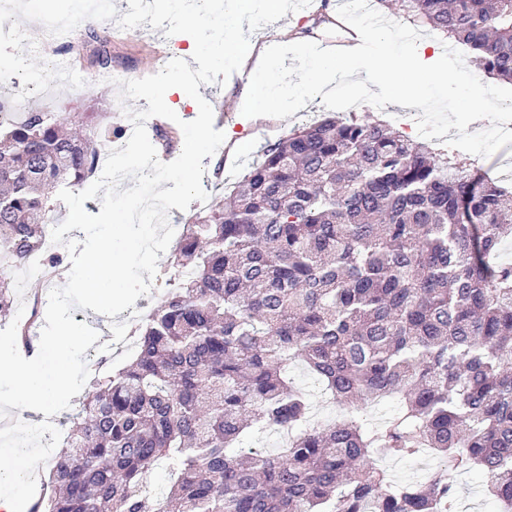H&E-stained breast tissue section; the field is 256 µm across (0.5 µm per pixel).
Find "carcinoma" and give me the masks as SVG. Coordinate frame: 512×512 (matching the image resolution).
<instances>
[{
    "instance_id": "cac0c4a2",
    "label": "carcinoma",
    "mask_w": 512,
    "mask_h": 512,
    "mask_svg": "<svg viewBox=\"0 0 512 512\" xmlns=\"http://www.w3.org/2000/svg\"><path fill=\"white\" fill-rule=\"evenodd\" d=\"M465 47L512 83V0H378ZM102 24L85 25L112 72ZM122 129L98 112L0 105V314L8 268L51 265L57 194L81 187ZM512 188L384 122L326 117L268 144L224 199L184 225L172 288L99 380L32 512H464L455 474L512 512ZM302 362L335 402L396 412L309 424L288 369ZM288 431L277 454L238 444ZM432 453L402 482L382 465ZM165 462L171 489L145 479Z\"/></svg>"
}]
</instances>
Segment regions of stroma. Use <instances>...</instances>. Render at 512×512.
I'll return each mask as SVG.
<instances>
[{
    "mask_svg": "<svg viewBox=\"0 0 512 512\" xmlns=\"http://www.w3.org/2000/svg\"><path fill=\"white\" fill-rule=\"evenodd\" d=\"M340 2L313 0L308 10L301 11L296 6L297 0H288L286 12L244 22L245 35L247 39L261 44L266 42L268 33H281L298 47L343 39L346 33L336 23L341 15ZM72 5L73 0H0V15L10 19L7 29L0 31V82L11 88L16 107L21 111L43 108L76 112L94 94L98 97L95 111L118 116L122 111L118 88L109 82L96 81L97 69L89 62L91 48L78 45V57L73 65L76 80L69 86L58 81L54 71L36 72L40 53L34 52L18 37L23 28L41 27L47 16L72 15ZM385 19L387 25L395 27L398 37L408 43L414 44L421 39L442 43V54L438 60L440 67L451 72L471 73L469 55L445 42L438 31L427 26H414L391 13L386 14ZM105 23L112 31V56L116 63L148 75L161 62L175 58L177 49L188 48L192 43L191 37L183 34L174 47H163L151 28H144L136 35L117 26L114 18H106ZM258 80V75L252 73L244 79H228L222 86L212 83L200 87L202 96L212 108L222 107L234 114L232 127L238 140V152L234 159L224 162L225 186H232L241 179L250 157L265 143L275 142L287 136L294 127L325 116L350 114L377 116L396 129L411 132L414 137L434 141L467 155L491 177L506 183L512 181V131L500 132L497 122L493 121L483 123L478 136H468L465 129L477 122L478 114L475 109L466 110L460 106L455 86H448L439 94L436 99L437 111L415 112L393 102L392 94L386 88L378 90L371 99L351 102L348 90L341 84L325 106L303 107L284 120L254 124L244 121L242 115L255 103L246 89L257 85ZM168 289L164 276H157L151 293L140 296L133 307L122 311L118 317L111 318L84 309L80 312L81 320L100 333L116 320L123 321L126 330H134L140 319L159 305ZM292 374L296 382L309 391L318 421L331 424L357 416L354 405L330 403L301 363H294Z\"/></svg>",
    "mask_w": 512,
    "mask_h": 512,
    "instance_id": "35a3bbf8",
    "label": "stroma"
}]
</instances>
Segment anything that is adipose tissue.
<instances>
[{
  "instance_id": "obj_1",
  "label": "adipose tissue",
  "mask_w": 512,
  "mask_h": 512,
  "mask_svg": "<svg viewBox=\"0 0 512 512\" xmlns=\"http://www.w3.org/2000/svg\"><path fill=\"white\" fill-rule=\"evenodd\" d=\"M285 8L286 0H238L235 13L226 15L224 21L225 54L253 61L255 70L265 74L261 86L263 109L282 118L299 107L330 100L345 72L358 69L354 55L334 49H308L305 66L293 70L287 66L288 53L284 49L270 44L258 50L248 48L241 17H260ZM364 34L383 46L382 53L369 67L358 69L366 90H373L379 86L381 77H388L402 106L412 109L428 102L432 91L447 87L448 73L436 64L441 53L437 43L426 41L408 52L392 48L389 28L371 27Z\"/></svg>"
}]
</instances>
